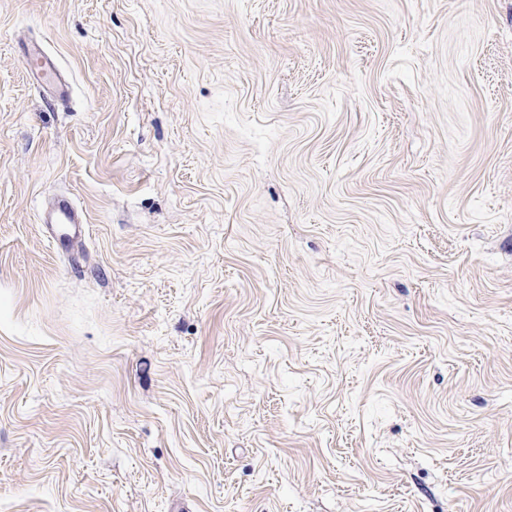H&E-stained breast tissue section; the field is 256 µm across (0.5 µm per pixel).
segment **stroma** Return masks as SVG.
<instances>
[{"instance_id": "obj_1", "label": "stroma", "mask_w": 512, "mask_h": 512, "mask_svg": "<svg viewBox=\"0 0 512 512\" xmlns=\"http://www.w3.org/2000/svg\"><path fill=\"white\" fill-rule=\"evenodd\" d=\"M181 507L512 512V0H0V512ZM23 61L30 77L38 85L50 89L52 99L55 102L66 100L69 96V88L61 80L54 60L45 54L40 48H28ZM43 221L50 228V236L55 246L73 247L88 235V226L67 198L58 199L54 208L45 213Z\"/></svg>"}]
</instances>
